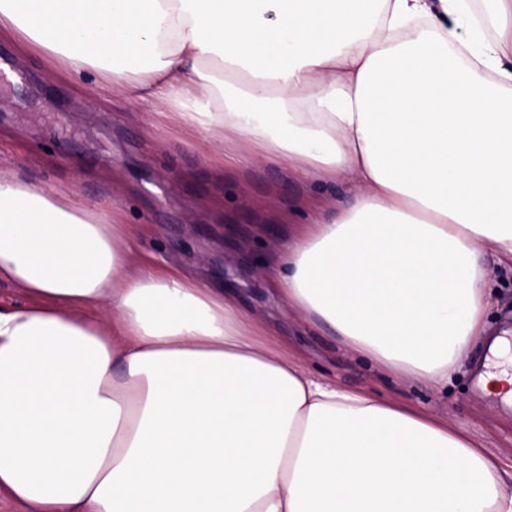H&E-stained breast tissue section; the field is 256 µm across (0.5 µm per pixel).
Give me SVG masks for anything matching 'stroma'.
<instances>
[{"label":"stroma","mask_w":512,"mask_h":512,"mask_svg":"<svg viewBox=\"0 0 512 512\" xmlns=\"http://www.w3.org/2000/svg\"><path fill=\"white\" fill-rule=\"evenodd\" d=\"M41 54L0 36V166L43 187L72 188L90 201L117 203L142 257L237 291L246 306L286 337L320 378L447 417L504 468L512 467V418L491 413L471 374L433 392L400 386L368 362L337 350L324 331L304 328L284 314L252 258L267 259V238L281 232L289 203L303 188L280 164L216 171L211 145L143 105L104 98L60 76L47 79ZM241 225L236 246L216 235L223 221Z\"/></svg>","instance_id":"stroma-1"}]
</instances>
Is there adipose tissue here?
<instances>
[{
  "label": "adipose tissue",
  "mask_w": 512,
  "mask_h": 512,
  "mask_svg": "<svg viewBox=\"0 0 512 512\" xmlns=\"http://www.w3.org/2000/svg\"><path fill=\"white\" fill-rule=\"evenodd\" d=\"M485 2L0 0V32L322 187L274 292L439 389L474 345L512 355L484 262L512 264V0ZM136 251L101 204L0 174V280L30 300L0 307V491L26 512H512L465 433L316 377L232 290Z\"/></svg>",
  "instance_id": "adipose-tissue-1"
}]
</instances>
